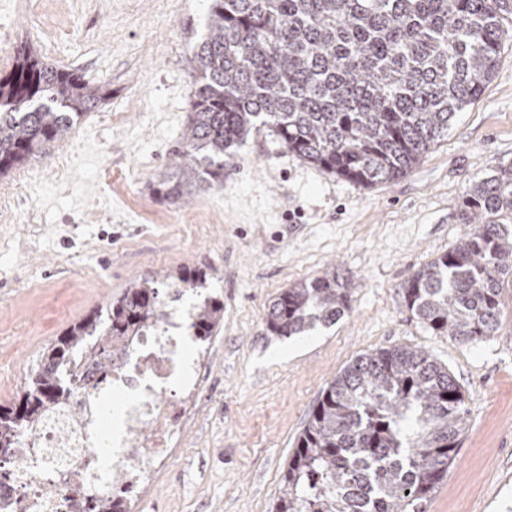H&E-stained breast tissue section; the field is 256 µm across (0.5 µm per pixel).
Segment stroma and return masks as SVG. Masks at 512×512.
Here are the masks:
<instances>
[{
    "mask_svg": "<svg viewBox=\"0 0 512 512\" xmlns=\"http://www.w3.org/2000/svg\"><path fill=\"white\" fill-rule=\"evenodd\" d=\"M0 0V74L18 52L78 70L103 98L62 140L0 177V404L14 401L44 348L146 276L195 266L224 304L207 341L184 350L205 388L185 453L149 488L143 512H272L320 392L379 348L419 349L448 368L468 427L427 512H512V285L496 335L428 330L400 285L467 231L470 183L512 165V44L448 136L404 177L364 188L326 174L267 129L224 160V182L180 199L155 185L189 123L192 50L209 0ZM336 269L350 308L304 336L267 329L292 283Z\"/></svg>",
    "mask_w": 512,
    "mask_h": 512,
    "instance_id": "35a3bbf8",
    "label": "stroma"
}]
</instances>
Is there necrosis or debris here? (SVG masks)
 I'll return each mask as SVG.
<instances>
[{
    "label": "necrosis or debris",
    "instance_id": "1",
    "mask_svg": "<svg viewBox=\"0 0 512 512\" xmlns=\"http://www.w3.org/2000/svg\"><path fill=\"white\" fill-rule=\"evenodd\" d=\"M190 316L178 311L132 337L127 357L102 379L95 364L73 367L67 400L48 408L20 438L26 471L0 482V512H76V505L110 494L104 464L126 473L133 486L153 483L173 459L203 391L200 364L183 357ZM129 396L122 429L108 425V390ZM52 483L54 495L42 492Z\"/></svg>",
    "mask_w": 512,
    "mask_h": 512
}]
</instances>
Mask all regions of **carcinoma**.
Returning a JSON list of instances; mask_svg holds the SVG:
<instances>
[{
  "label": "carcinoma",
  "mask_w": 512,
  "mask_h": 512,
  "mask_svg": "<svg viewBox=\"0 0 512 512\" xmlns=\"http://www.w3.org/2000/svg\"><path fill=\"white\" fill-rule=\"evenodd\" d=\"M512 0H211L209 34L191 60L190 126L165 197L224 182V157L265 127L298 158L359 186L410 171L482 92L512 40ZM100 100L81 75L22 56L0 77V175L63 138ZM471 226L401 284L404 306L435 334L480 341L500 327L512 276V167L473 181L459 202ZM180 267L168 288H201ZM349 283L332 268L272 302L269 330L300 335L345 314ZM169 315L157 279L132 285L42 352L23 391L0 405V476L24 466L22 432L70 393L82 356L103 371L127 339ZM224 303L194 308L204 341ZM467 424L448 369L394 346L357 357L322 390L288 461L274 512H427Z\"/></svg>",
  "instance_id": "obj_1"
}]
</instances>
